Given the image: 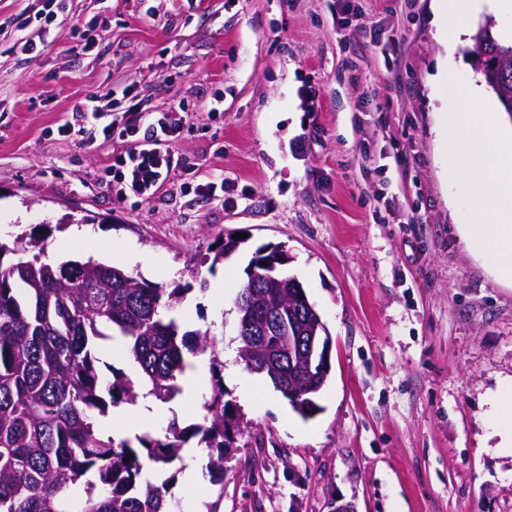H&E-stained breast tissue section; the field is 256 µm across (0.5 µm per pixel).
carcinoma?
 Listing matches in <instances>:
<instances>
[{
	"label": "carcinoma",
	"instance_id": "cac0c4a2",
	"mask_svg": "<svg viewBox=\"0 0 512 512\" xmlns=\"http://www.w3.org/2000/svg\"><path fill=\"white\" fill-rule=\"evenodd\" d=\"M503 72L512 94V41L486 28L474 36ZM44 239L20 234L0 242V512H175L167 484L144 472L148 460L162 468L183 463L193 437L208 448L211 476L224 477V454L237 422L234 404L216 381L203 422L188 429L173 420L157 433L134 439L106 434L94 418L108 407L136 403L134 381L100 374L98 340L122 337L147 394L161 403L181 392L185 353L207 354L224 369L223 339L210 327L182 330L170 315L187 289L166 292L139 274L93 259L42 260ZM281 267L277 279L247 280L236 303L249 300L253 322L246 365L282 393L288 385V347L276 321L310 336L313 316L288 297L297 289Z\"/></svg>",
	"mask_w": 512,
	"mask_h": 512
}]
</instances>
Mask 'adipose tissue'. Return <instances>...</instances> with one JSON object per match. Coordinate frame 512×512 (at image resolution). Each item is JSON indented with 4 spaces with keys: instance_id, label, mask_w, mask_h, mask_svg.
Returning a JSON list of instances; mask_svg holds the SVG:
<instances>
[{
    "instance_id": "obj_1",
    "label": "adipose tissue",
    "mask_w": 512,
    "mask_h": 512,
    "mask_svg": "<svg viewBox=\"0 0 512 512\" xmlns=\"http://www.w3.org/2000/svg\"><path fill=\"white\" fill-rule=\"evenodd\" d=\"M437 15L448 20L482 11L512 13V0H433ZM440 134L448 141L449 161H463L465 169L482 171L469 182L470 204L457 213V229L474 257L489 261L496 278L512 284V136L497 131L477 112L449 113Z\"/></svg>"
}]
</instances>
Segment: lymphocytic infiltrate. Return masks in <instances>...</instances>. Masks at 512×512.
<instances>
[{"label":"lymphocytic infiltrate","mask_w":512,"mask_h":512,"mask_svg":"<svg viewBox=\"0 0 512 512\" xmlns=\"http://www.w3.org/2000/svg\"><path fill=\"white\" fill-rule=\"evenodd\" d=\"M79 113L81 124L64 123L59 128L61 134L75 137L82 146L93 145L100 138L126 145L100 177L101 183L117 194L152 198L179 167V160L166 148L167 142L181 137L185 130V121L176 113L147 114L135 103L120 112L106 111L90 100Z\"/></svg>","instance_id":"1"}]
</instances>
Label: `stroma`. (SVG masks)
Returning a JSON list of instances; mask_svg holds the SVG:
<instances>
[{
	"label": "stroma",
	"instance_id": "1",
	"mask_svg": "<svg viewBox=\"0 0 512 512\" xmlns=\"http://www.w3.org/2000/svg\"><path fill=\"white\" fill-rule=\"evenodd\" d=\"M43 5L0 0V240L38 231L51 261L94 254L118 267L113 241L135 243L146 254L135 273L186 287L189 329L213 327L234 352L252 254L281 243L332 340L307 419L241 359L225 361L248 426L223 478L194 496L152 471L181 512H512V452L483 422L488 395L512 391V287L456 231L469 199L436 133L448 98L478 80L471 35L490 18L445 43L431 0H359L347 14L339 0H64L47 30ZM22 13L33 21L20 33ZM490 20L512 31L511 16ZM365 27L377 48L352 41ZM20 36L43 51H13ZM107 86L146 112L188 109L190 130L169 149L191 169L151 199L99 184L120 142L82 147L58 132ZM219 172L231 204L179 189ZM69 213L92 239L70 238ZM229 232L247 240L214 262ZM245 378L257 384L247 401Z\"/></svg>",
	"mask_w": 512,
	"mask_h": 512
}]
</instances>
